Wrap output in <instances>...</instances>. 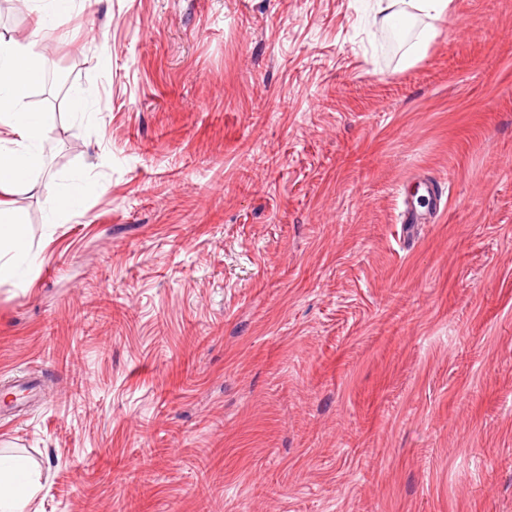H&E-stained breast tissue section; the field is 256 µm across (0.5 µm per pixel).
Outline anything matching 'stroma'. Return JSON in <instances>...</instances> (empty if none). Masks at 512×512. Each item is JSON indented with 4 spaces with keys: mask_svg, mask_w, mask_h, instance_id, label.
<instances>
[{
    "mask_svg": "<svg viewBox=\"0 0 512 512\" xmlns=\"http://www.w3.org/2000/svg\"><path fill=\"white\" fill-rule=\"evenodd\" d=\"M427 23L73 0L45 31L34 262L0 286L28 512H512V0H452L413 59ZM95 191L96 186L94 184L86 181L80 175H75L69 179L68 183L55 196L51 210L53 213H59L77 208L87 195Z\"/></svg>",
    "mask_w": 512,
    "mask_h": 512,
    "instance_id": "1",
    "label": "stroma"
}]
</instances>
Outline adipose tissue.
<instances>
[{
	"mask_svg": "<svg viewBox=\"0 0 512 512\" xmlns=\"http://www.w3.org/2000/svg\"><path fill=\"white\" fill-rule=\"evenodd\" d=\"M374 14L391 24L422 13L441 20L451 0H372ZM33 41L0 38V192L32 188L42 164V141L52 117L29 110L27 99L43 80L44 69L33 51ZM27 226L9 208L0 207V285L13 282L18 269L29 266ZM41 488L39 476L19 458L0 456V512H25Z\"/></svg>",
	"mask_w": 512,
	"mask_h": 512,
	"instance_id": "obj_1",
	"label": "adipose tissue"
}]
</instances>
